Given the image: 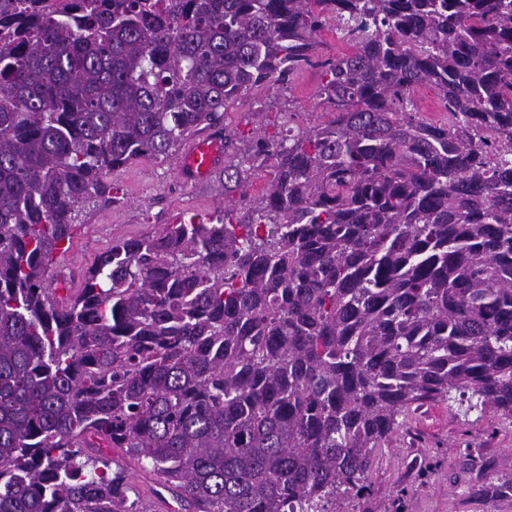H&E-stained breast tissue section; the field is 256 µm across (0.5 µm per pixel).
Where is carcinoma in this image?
I'll return each instance as SVG.
<instances>
[{
  "mask_svg": "<svg viewBox=\"0 0 512 512\" xmlns=\"http://www.w3.org/2000/svg\"><path fill=\"white\" fill-rule=\"evenodd\" d=\"M307 69L255 205L48 278L106 172ZM453 392L512 414V0H0V512H149L111 452L169 512H330ZM414 99L420 111L426 117L432 119H440L442 117V114L438 111L440 107L439 94L433 87L419 88L414 93Z\"/></svg>",
  "mask_w": 512,
  "mask_h": 512,
  "instance_id": "carcinoma-1",
  "label": "carcinoma"
}]
</instances>
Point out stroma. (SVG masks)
<instances>
[{"label":"stroma","mask_w":512,"mask_h":512,"mask_svg":"<svg viewBox=\"0 0 512 512\" xmlns=\"http://www.w3.org/2000/svg\"><path fill=\"white\" fill-rule=\"evenodd\" d=\"M319 78L308 70L279 89L262 90L231 105L227 129L250 134L263 125L269 133L329 120L319 95ZM177 156L142 157L108 171L116 202L79 208L77 234L58 270L79 287L84 270L113 241L158 231L162 225L218 211L225 199L260 198L267 171L251 175L241 189L224 190V169L181 185ZM512 481V416L486 405L467 409L459 401L425 405L408 415L377 452L361 495L337 497L335 512H512V494L499 491Z\"/></svg>","instance_id":"stroma-1"}]
</instances>
